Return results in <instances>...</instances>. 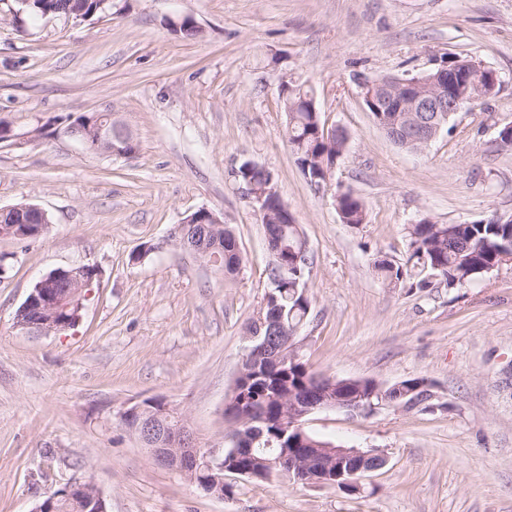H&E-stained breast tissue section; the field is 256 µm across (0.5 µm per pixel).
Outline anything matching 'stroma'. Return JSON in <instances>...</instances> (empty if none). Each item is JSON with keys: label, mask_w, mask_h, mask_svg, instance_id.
<instances>
[{"label": "stroma", "mask_w": 512, "mask_h": 512, "mask_svg": "<svg viewBox=\"0 0 512 512\" xmlns=\"http://www.w3.org/2000/svg\"><path fill=\"white\" fill-rule=\"evenodd\" d=\"M0 0V207H41L35 238L0 236V512L92 481L108 512H512V264L470 286H385L405 263L411 224L512 215V0H112L84 20ZM200 30L187 39L173 23ZM479 62L501 79L451 130L415 152L363 106L359 82L419 75L434 57ZM311 86L346 149L327 183L305 176L288 142L283 80ZM116 114L138 149L113 157L56 135L69 117ZM41 136H30L33 127ZM252 160L308 243L311 299L299 336L315 374L390 385L426 380L435 408L323 410L306 430L386 465L359 491L233 480L217 500L155 465L123 410L159 399L203 447L224 442V407L268 290L273 257L235 171ZM366 206L342 223L336 188ZM235 230L244 255L227 279L170 239L198 209ZM152 251L144 258L142 245ZM98 276L77 327L32 335L15 313L56 269Z\"/></svg>", "instance_id": "stroma-1"}]
</instances>
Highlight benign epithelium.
<instances>
[{
    "label": "benign epithelium",
    "instance_id": "7a95c632",
    "mask_svg": "<svg viewBox=\"0 0 512 512\" xmlns=\"http://www.w3.org/2000/svg\"><path fill=\"white\" fill-rule=\"evenodd\" d=\"M474 65L467 60H458L455 70L440 68L429 77L434 83L433 91L427 96H418L402 101L399 109L406 112H433L435 124L420 133L423 143H430L448 116L456 114L473 100L465 97V84L457 82L458 74L468 75ZM66 136L82 143L89 151L98 154L112 153V129L98 124L93 131L81 123L69 126ZM25 210L38 216L40 223L4 224L0 235L8 234L18 238L36 237L42 232V223L47 213L38 206L27 204L0 207V216L9 220L18 217ZM98 271L93 266L76 265L56 270L41 277L32 288L15 316L16 326L30 333L46 335L59 333L70 328L69 309L75 298L85 297V290L91 288ZM271 323L270 335L250 337L251 345L243 355L235 380V390L248 387L258 379L260 371L286 372L288 363L300 360V344L294 342L289 348L277 344L275 333L284 330V325L275 320ZM350 384L319 377L305 392L292 391L287 394L272 392L269 400L286 404L287 410L279 417L272 435L278 446L264 457L256 455L255 444L260 441L269 425L264 412L256 409L244 410L233 399L226 404V410L240 416L244 429L227 432L229 448H203L199 446L193 432L183 417L167 403L149 399L126 409L121 419L149 449L156 465L177 473L195 484L207 495L224 498L230 492L225 482L227 475L252 480L256 477L254 465L261 466L269 480L286 478L298 485H337V481L350 474L352 479L345 484L354 486L363 474L376 470L375 463L385 461L380 453H364L356 448H341L332 443H312L303 428V419L310 414L324 410H341L350 415L369 414L378 406L354 407L349 398L336 395V389ZM73 505L77 512H108L106 500L90 480L69 482L58 490L47 494L33 512H60L61 502Z\"/></svg>",
    "mask_w": 512,
    "mask_h": 512
}]
</instances>
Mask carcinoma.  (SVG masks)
Masks as SVG:
<instances>
[{"mask_svg":"<svg viewBox=\"0 0 512 512\" xmlns=\"http://www.w3.org/2000/svg\"><path fill=\"white\" fill-rule=\"evenodd\" d=\"M53 7L72 15L82 12L89 14L93 7L91 0H56ZM490 73L483 70L473 71V83L466 88L467 97L481 99L485 94L483 80ZM312 88L303 84H290L288 91L281 97L283 111L288 115L289 142L298 155V160L307 171L313 183L325 181L324 173L330 172L336 160L342 154L346 134L336 130L333 138L324 135V125L320 112L313 106ZM375 122L387 136L394 137L395 144L402 148L419 151L423 144L414 139L413 126L432 118L428 112H376L383 108L380 98L364 102ZM242 185H251L252 190L263 195L262 202L256 204L262 223L271 225V232L277 241V252L273 254V265L269 278L276 279L279 270L288 268V280L281 281L277 295L278 304L283 311L287 326H298L307 318L311 301L303 295L306 288L304 276L294 274V270H304L307 254L301 252L304 237L298 225L289 214L282 211L271 194L266 192L271 172L257 163L245 160L235 172ZM336 210L344 224L360 225L365 223L366 211L363 201L352 191L339 190L335 196ZM224 250L218 269L226 277L236 275L243 263L241 251L237 249V239L231 225H224V237L219 239ZM512 248V222L508 224H439L427 218L411 225L409 231L408 257L405 263L395 264L387 259L374 261V272L388 287H396L404 280H410V286L426 288L433 278H439L446 287L470 285L479 282L490 269L501 260V254ZM289 372L280 378L271 380V384L283 392L300 390L313 385L315 374L308 370L302 361L288 364ZM378 388L375 381L364 379L345 389V395L361 398V402H378L374 391ZM265 386L255 384L248 388L246 395L237 397L243 408H262L265 403Z\"/></svg>","mask_w":512,"mask_h":512,"instance_id":"obj_1","label":"carcinoma"}]
</instances>
